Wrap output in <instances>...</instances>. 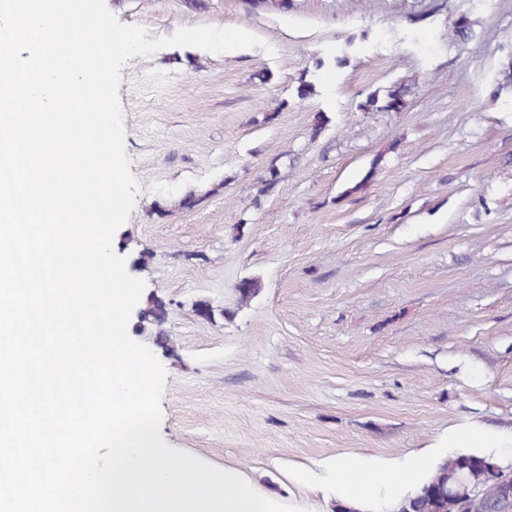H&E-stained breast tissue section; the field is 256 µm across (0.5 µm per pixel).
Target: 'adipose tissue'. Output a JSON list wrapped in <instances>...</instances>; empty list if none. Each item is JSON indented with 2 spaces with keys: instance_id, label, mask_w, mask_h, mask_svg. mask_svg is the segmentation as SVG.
Here are the masks:
<instances>
[{
  "instance_id": "1",
  "label": "adipose tissue",
  "mask_w": 512,
  "mask_h": 512,
  "mask_svg": "<svg viewBox=\"0 0 512 512\" xmlns=\"http://www.w3.org/2000/svg\"><path fill=\"white\" fill-rule=\"evenodd\" d=\"M450 447L460 451L482 450L500 463L512 461V435L498 434L477 426L455 429L448 437ZM427 469L418 458L391 466L370 457L337 458L329 470L336 498L348 505L372 504L375 512H390L394 501L414 488Z\"/></svg>"
}]
</instances>
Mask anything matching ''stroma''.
<instances>
[{
  "instance_id": "35a3bbf8",
  "label": "stroma",
  "mask_w": 512,
  "mask_h": 512,
  "mask_svg": "<svg viewBox=\"0 0 512 512\" xmlns=\"http://www.w3.org/2000/svg\"><path fill=\"white\" fill-rule=\"evenodd\" d=\"M105 2L151 40L208 25L263 41L121 70L140 192L113 248L168 305L165 442L333 512L336 458L444 453L464 424L511 432L512 94L495 78L512 0ZM462 16L467 44L448 37ZM398 85L400 111H361ZM250 276L262 290L243 306Z\"/></svg>"
}]
</instances>
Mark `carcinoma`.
Wrapping results in <instances>:
<instances>
[{
    "label": "carcinoma",
    "instance_id": "1",
    "mask_svg": "<svg viewBox=\"0 0 512 512\" xmlns=\"http://www.w3.org/2000/svg\"><path fill=\"white\" fill-rule=\"evenodd\" d=\"M452 37L469 42L474 37L471 22L460 19L455 22ZM405 88L399 86L387 92L382 99L371 95L362 109L366 112H397L403 105ZM239 303L248 304L261 291L256 278H244L236 286ZM167 316L166 303L158 299L138 312V331L144 333L148 326H156L154 342L167 347L168 334L161 326ZM484 495L485 512L512 510V466L501 465L492 458L474 453H456L440 459L422 484L403 493L393 506V512H458L457 502L464 494Z\"/></svg>",
    "mask_w": 512,
    "mask_h": 512
}]
</instances>
